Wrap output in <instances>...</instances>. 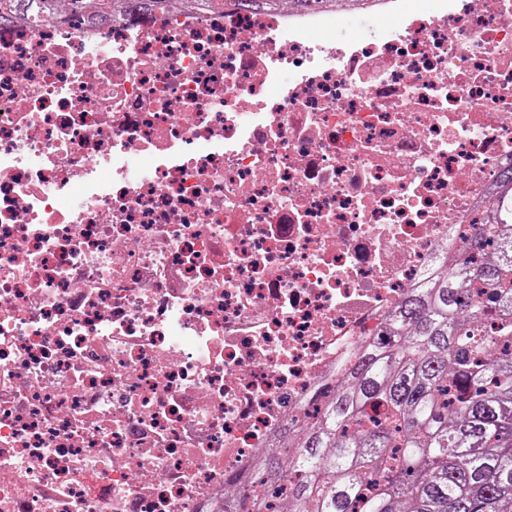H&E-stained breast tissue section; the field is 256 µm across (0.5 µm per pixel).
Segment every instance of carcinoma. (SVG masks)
Returning <instances> with one entry per match:
<instances>
[{"label": "carcinoma", "mask_w": 512, "mask_h": 512, "mask_svg": "<svg viewBox=\"0 0 512 512\" xmlns=\"http://www.w3.org/2000/svg\"><path fill=\"white\" fill-rule=\"evenodd\" d=\"M90 7L0 0L36 22ZM490 195L474 239L391 310L316 420L280 433L224 512H512V169Z\"/></svg>", "instance_id": "1"}]
</instances>
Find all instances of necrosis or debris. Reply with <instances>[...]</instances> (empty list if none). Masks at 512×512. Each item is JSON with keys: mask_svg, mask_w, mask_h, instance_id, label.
Wrapping results in <instances>:
<instances>
[{"mask_svg": "<svg viewBox=\"0 0 512 512\" xmlns=\"http://www.w3.org/2000/svg\"><path fill=\"white\" fill-rule=\"evenodd\" d=\"M0 22V512H224L512 167V0ZM376 24L363 17L352 15L336 29V39H361L374 28Z\"/></svg>", "mask_w": 512, "mask_h": 512, "instance_id": "necrosis-or-debris-1", "label": "necrosis or debris"}]
</instances>
